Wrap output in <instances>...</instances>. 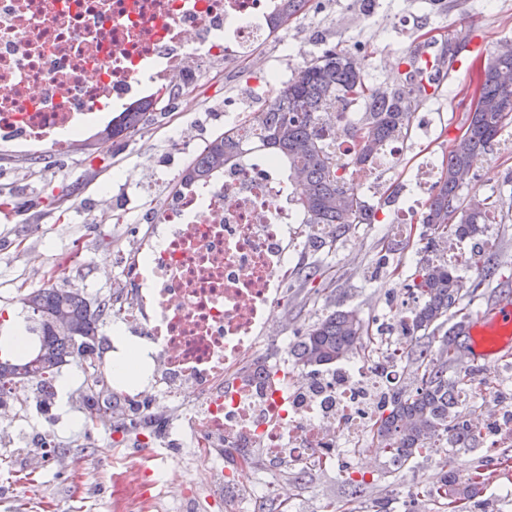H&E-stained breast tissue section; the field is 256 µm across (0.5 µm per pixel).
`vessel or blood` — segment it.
Masks as SVG:
<instances>
[{
    "mask_svg": "<svg viewBox=\"0 0 512 512\" xmlns=\"http://www.w3.org/2000/svg\"><path fill=\"white\" fill-rule=\"evenodd\" d=\"M466 352L473 361L492 363L512 351V302L503 300L466 321Z\"/></svg>",
    "mask_w": 512,
    "mask_h": 512,
    "instance_id": "1",
    "label": "vessel or blood"
}]
</instances>
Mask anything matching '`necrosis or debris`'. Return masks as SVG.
<instances>
[{
  "label": "necrosis or debris",
  "instance_id": "4bbe7bcc",
  "mask_svg": "<svg viewBox=\"0 0 512 512\" xmlns=\"http://www.w3.org/2000/svg\"><path fill=\"white\" fill-rule=\"evenodd\" d=\"M274 0H0V144L55 153L104 124L105 101L149 102L153 85L196 81L214 58L248 51L267 32ZM280 167L238 157L224 171L185 179L123 263L135 282L116 322L142 333L152 364L147 383L121 395L138 425L154 397L186 405L171 443L206 457L196 487L215 490L237 512H252L266 486L242 493L224 451L263 448L291 464H332L350 444L365 446L385 399L404 370L402 339L414 298L395 307L399 333L378 358L347 360L322 373L335 398L329 411L299 402L297 368L264 362L260 350L288 284V230L298 216L286 201ZM482 398L490 413L470 422L488 446H512V392L498 373L477 372L458 406ZM128 462L115 477L114 512H145L167 481L147 482Z\"/></svg>",
  "mask_w": 512,
  "mask_h": 512
}]
</instances>
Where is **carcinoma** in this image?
I'll return each instance as SVG.
<instances>
[{
  "instance_id": "cac0c4a2",
  "label": "carcinoma",
  "mask_w": 512,
  "mask_h": 512,
  "mask_svg": "<svg viewBox=\"0 0 512 512\" xmlns=\"http://www.w3.org/2000/svg\"><path fill=\"white\" fill-rule=\"evenodd\" d=\"M305 0H280L269 18L275 32L284 19L295 16ZM512 49L495 51L480 68L473 96L493 104L488 110H468L463 135L448 146V163L436 185L424 218L431 232L424 256L419 259L413 287L420 303L413 314L412 330L431 334L423 347H410L404 358L412 368L415 387L396 388L388 413L379 416L374 437L388 450L395 471L410 468L426 452L443 456L433 496L446 500L448 512H458L459 502L478 496L489 477L480 469L468 482L448 468L453 449L470 445L467 426L459 421L454 393L471 381L472 373L448 375L449 352L464 331L465 320L454 323L442 336L435 332L457 316L467 288L457 267L435 252V242L470 238L484 231L496 202L462 194L460 175L470 173L495 142L507 120L512 119ZM421 87L381 89L366 82L359 59L345 50L330 48L302 67L291 79L267 89L269 103L251 113L248 125L263 132L262 147L288 167V177L299 179L297 204L308 224H331L336 231L353 224H372L375 213L360 196L347 167L363 169L385 144L408 134L411 95ZM361 100L365 117L353 127L360 149L349 161L336 157L325 141L320 116L336 100ZM146 119L145 107L121 112L99 132V138L115 140L139 129ZM241 131L228 129L206 142L198 163L189 171L202 177L222 170L241 155ZM23 304L40 320L39 344L27 355L0 358V380H39L53 377L70 357L94 355L99 346V321L112 315V300L91 307L77 288H39L23 297ZM369 348L368 324L357 309L337 310L311 325L298 344L296 362L303 367L321 366L348 358ZM448 435L450 448H432L429 441Z\"/></svg>"
}]
</instances>
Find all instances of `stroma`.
I'll use <instances>...</instances> for the list:
<instances>
[{
	"instance_id": "stroma-1",
	"label": "stroma",
	"mask_w": 512,
	"mask_h": 512,
	"mask_svg": "<svg viewBox=\"0 0 512 512\" xmlns=\"http://www.w3.org/2000/svg\"><path fill=\"white\" fill-rule=\"evenodd\" d=\"M421 41L440 47L455 43L459 52L449 71L436 74L431 94L412 99L407 147L391 169L377 180L360 181L363 199L375 211L372 224H355L342 236L314 224H298L288 236L293 274L283 290L287 319L284 335L305 331L330 312L356 308L372 336H379L377 314L394 309L411 288L421 257L424 206H413L416 174L462 127L470 99L468 85L482 54L512 44V0H306L288 25L256 47L253 57L239 55L208 62L191 94L163 98L147 122L126 140L102 150L92 145L70 147L67 153L0 152V336L24 325L23 296L52 283L78 288L90 301L124 294L131 288L117 257L128 248L129 220L147 229L169 200L174 186L146 184L142 174L159 164L180 166L189 155L170 139L175 125L192 127L195 140L206 143L228 129L227 111L254 112L266 107V81L289 78L327 46L359 57L374 86L405 85L395 73L396 58ZM465 193L498 199L492 224L479 239L457 241L459 252L483 247L492 274L482 288L464 297V315L503 299H512V143L497 138L475 168ZM411 207V239L393 234L395 211ZM41 251L64 265L82 252L83 263L49 279L47 268L26 262ZM92 369L79 358L63 365L59 376L65 393L51 411L37 403L35 383L19 384L9 402L18 421L0 425V512H113L112 476L127 459L168 468L192 478L203 464L189 449L144 446L138 429L125 421L106 426L85 415L86 379ZM64 452L63 469L45 464L47 446ZM508 449L474 444L454 449L450 466L460 473L483 468L494 473L467 512H512V501L499 498L497 488L512 479L499 462ZM252 466L237 469L235 478L248 491L263 482L292 489L289 498L261 500L264 512H372L387 502V512H445L427 493L437 480L439 459L418 458L409 470H388L389 455L372 448L357 466L272 465L261 449ZM415 491L413 501L398 493Z\"/></svg>"
}]
</instances>
